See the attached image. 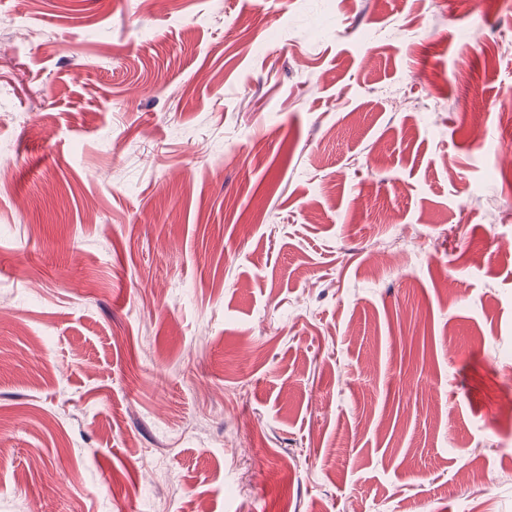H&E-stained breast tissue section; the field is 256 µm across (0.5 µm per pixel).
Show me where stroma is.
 Segmentation results:
<instances>
[{"instance_id": "obj_1", "label": "stroma", "mask_w": 512, "mask_h": 512, "mask_svg": "<svg viewBox=\"0 0 512 512\" xmlns=\"http://www.w3.org/2000/svg\"><path fill=\"white\" fill-rule=\"evenodd\" d=\"M510 108L512 0H0V512H512Z\"/></svg>"}]
</instances>
